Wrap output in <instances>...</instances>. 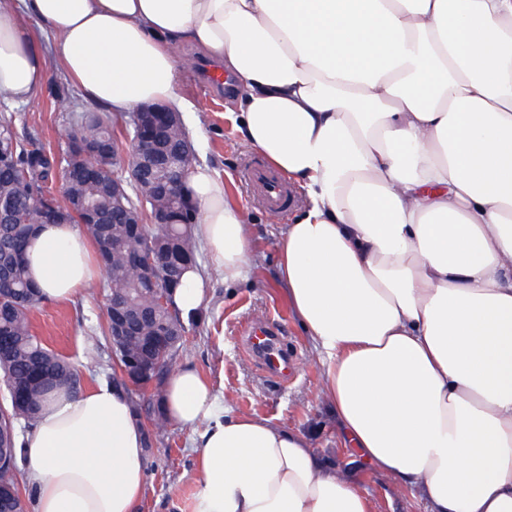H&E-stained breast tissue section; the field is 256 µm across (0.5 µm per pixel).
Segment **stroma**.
<instances>
[{"label":"stroma","instance_id":"obj_1","mask_svg":"<svg viewBox=\"0 0 512 512\" xmlns=\"http://www.w3.org/2000/svg\"><path fill=\"white\" fill-rule=\"evenodd\" d=\"M174 55L189 64L182 92L194 109L183 113L182 119L195 160L209 165L223 179L230 201L243 208L255 244L245 278L228 284L211 267L203 241H196L206 296L196 314L184 320L186 341L178 365L194 367L208 377L220 403L233 412L265 417L306 435L320 456L353 474L370 497L374 512H426V503L412 491L397 487L343 446L336 418L321 395L322 367L313 342L290 312L277 276V240L299 210L293 207L278 216L250 196L242 172L246 160L257 158L258 153L246 145L229 112L234 105L232 86L205 82V58L194 47H177ZM90 109L78 90L55 71L29 104L14 106L0 99V113L15 115L21 139L35 140L58 153L65 151L78 113ZM106 280V275H99L96 287L84 288L69 301H49L31 315L34 334L80 368L85 388L112 370V353L106 347L98 352L96 368L86 366L89 338L106 323L107 298L102 290ZM259 322L278 325L282 346L296 361V370L288 379L270 376L246 353L245 331ZM192 438L191 430L172 423L156 434L154 447L145 453L146 486L138 512H195Z\"/></svg>","mask_w":512,"mask_h":512}]
</instances>
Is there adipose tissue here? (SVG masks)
<instances>
[{"mask_svg":"<svg viewBox=\"0 0 512 512\" xmlns=\"http://www.w3.org/2000/svg\"><path fill=\"white\" fill-rule=\"evenodd\" d=\"M184 44L223 61L246 143L308 200L278 278L345 447L428 512H512V0H0V93L30 103L55 68L115 115L188 112ZM186 188L211 263L242 279V208L208 166ZM27 260L51 300L98 270L71 224L37 225ZM163 410L197 433V512H373L195 369ZM143 438L122 385L52 392L21 439L36 512H136Z\"/></svg>","mask_w":512,"mask_h":512,"instance_id":"1","label":"adipose tissue"}]
</instances>
